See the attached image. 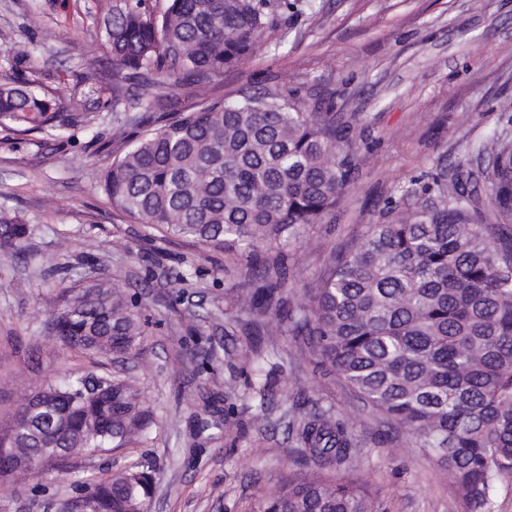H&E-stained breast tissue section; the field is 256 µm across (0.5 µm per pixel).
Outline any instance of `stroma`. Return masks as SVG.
<instances>
[{"mask_svg":"<svg viewBox=\"0 0 512 512\" xmlns=\"http://www.w3.org/2000/svg\"><path fill=\"white\" fill-rule=\"evenodd\" d=\"M288 41L275 37L212 84L213 97L288 83L307 103L366 117L373 150L324 223L288 249L286 287L301 299L323 276L330 250L358 242L367 225L389 221L388 200L412 210L432 204L433 177L455 170L468 149L500 132L512 116V0H294ZM105 0H0V71H37L62 97L95 114L92 127L56 140L0 133V209L30 225L24 258L0 262V424L48 380L91 366L49 336L46 320L63 290L86 281L120 286L147 321L131 374L157 415L148 441L93 459L104 476L132 462L152 465L157 485L147 512H255L307 468L283 411L289 397L333 408L360 442L341 469L363 483L383 512H448L459 496L432 458L387 428L339 375L315 365L300 336L267 322L260 336L229 330L224 299L250 287L245 262L193 242L163 238L113 208L95 174L109 158L98 144L134 126L106 112L109 83L88 91L83 68L103 53L94 34ZM49 44H42L45 32ZM283 359L267 404L241 352L251 344ZM213 365H204L209 353ZM228 411L220 437L197 430L200 398ZM70 479L53 473L18 480L0 495V512H68Z\"/></svg>","mask_w":512,"mask_h":512,"instance_id":"stroma-1","label":"stroma"}]
</instances>
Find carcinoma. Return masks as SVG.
Segmentation results:
<instances>
[{
	"mask_svg": "<svg viewBox=\"0 0 512 512\" xmlns=\"http://www.w3.org/2000/svg\"><path fill=\"white\" fill-rule=\"evenodd\" d=\"M291 0H109L97 42L112 71L106 112H145L127 84L194 87V105L140 117L142 130L121 141L99 173L112 206L133 224L204 249L256 257L263 245L285 250L302 228L320 224L353 184L369 151L367 124L328 105L307 109L286 85L212 98L208 85L254 54L292 9ZM82 103L49 92L37 76H0V132L37 131L49 138L87 120ZM437 202L371 224L353 248L331 251L318 287L287 301L279 265H262L255 284L233 294L258 336L274 318L304 336L320 363L333 368L412 446L430 453L457 486L466 512H491L498 482L512 476V137L496 134L476 160L451 177L433 178ZM493 224L480 223L482 188ZM29 225L0 210V251L24 255ZM65 348L123 362L144 329L117 286L90 283L65 296L47 323ZM269 369L257 394L265 404ZM217 398L203 400L201 430H223ZM299 453L315 469L258 503V512H378L351 480L325 472L345 465L358 441L333 408L297 396L288 407ZM153 417L135 380L84 370L45 382L0 430V451L15 466L0 469L8 491L20 474L75 472L86 456L115 452L146 438ZM45 448L63 459L42 470L25 462ZM78 512H144L156 486L152 467L137 464L106 477L76 475Z\"/></svg>",
	"mask_w": 512,
	"mask_h": 512,
	"instance_id": "1",
	"label": "carcinoma"
}]
</instances>
